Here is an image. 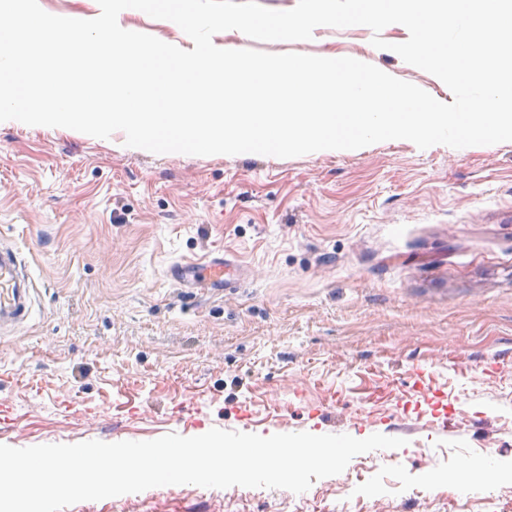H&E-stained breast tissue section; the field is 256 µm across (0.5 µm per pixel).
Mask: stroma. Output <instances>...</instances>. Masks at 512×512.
Masks as SVG:
<instances>
[{
	"label": "stroma",
	"mask_w": 512,
	"mask_h": 512,
	"mask_svg": "<svg viewBox=\"0 0 512 512\" xmlns=\"http://www.w3.org/2000/svg\"><path fill=\"white\" fill-rule=\"evenodd\" d=\"M368 28L234 50L435 76ZM32 278L0 325V444L149 441L213 428L405 439L304 493L185 484L65 512H512V142L390 140L291 158L154 154L0 122V245ZM208 255L235 288L178 285ZM440 473L429 485L423 474Z\"/></svg>",
	"instance_id": "stroma-1"
}]
</instances>
